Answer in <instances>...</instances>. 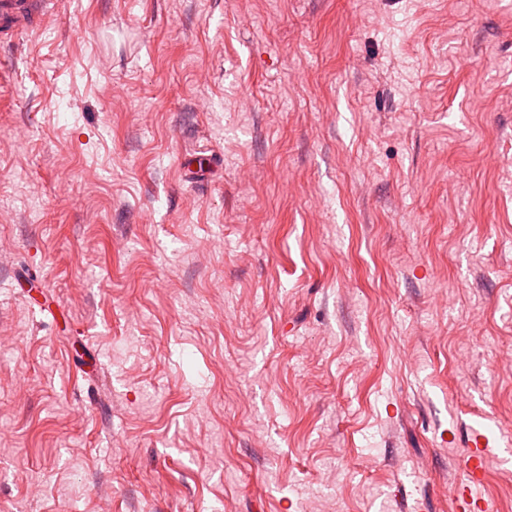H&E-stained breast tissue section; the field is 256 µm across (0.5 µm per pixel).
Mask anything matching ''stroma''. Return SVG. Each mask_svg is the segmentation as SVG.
<instances>
[{
    "instance_id": "1",
    "label": "stroma",
    "mask_w": 512,
    "mask_h": 512,
    "mask_svg": "<svg viewBox=\"0 0 512 512\" xmlns=\"http://www.w3.org/2000/svg\"><path fill=\"white\" fill-rule=\"evenodd\" d=\"M511 355L512 0H53L0 43V512H455ZM477 492L512 512V460Z\"/></svg>"
}]
</instances>
